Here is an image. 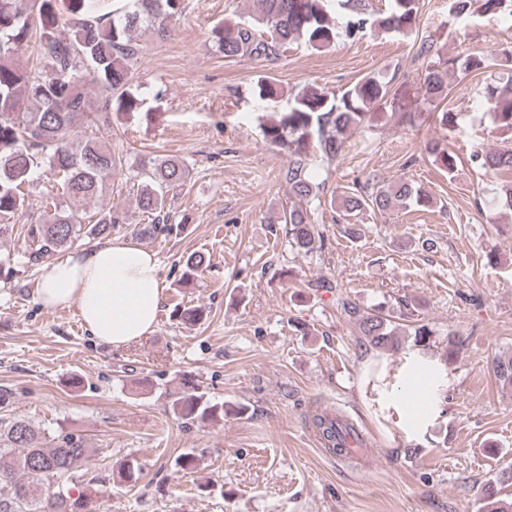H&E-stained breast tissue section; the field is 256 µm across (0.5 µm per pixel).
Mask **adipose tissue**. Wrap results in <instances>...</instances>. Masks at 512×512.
I'll return each instance as SVG.
<instances>
[{
    "label": "adipose tissue",
    "instance_id": "adipose-tissue-1",
    "mask_svg": "<svg viewBox=\"0 0 512 512\" xmlns=\"http://www.w3.org/2000/svg\"><path fill=\"white\" fill-rule=\"evenodd\" d=\"M164 288L154 252L110 238L48 265L39 301L49 310L77 307L95 340L121 348L154 333Z\"/></svg>",
    "mask_w": 512,
    "mask_h": 512
}]
</instances>
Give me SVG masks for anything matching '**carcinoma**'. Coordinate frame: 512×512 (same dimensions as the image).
<instances>
[{
	"mask_svg": "<svg viewBox=\"0 0 512 512\" xmlns=\"http://www.w3.org/2000/svg\"><path fill=\"white\" fill-rule=\"evenodd\" d=\"M185 0H125L112 15L97 14L89 0H71V17L59 28L56 0H0V224L23 217L26 198L41 174L59 181L62 194L95 210V219L82 223L77 212L45 202V218L28 229L26 257L39 264L53 253L72 247L83 237L96 239L110 233L112 225L126 224V213L103 203L104 179L112 175L117 159L101 132L99 118L88 109V88L102 92V112L112 115L136 112L144 99L133 91L139 55L138 36L158 40L173 35V24L182 16ZM256 9L250 21L212 30L226 58L275 56L286 46L305 41L322 49L332 46L339 34L353 38L366 28L409 34L420 0H389L387 10L371 13L364 0H341L348 13L336 17L332 0H252ZM37 47L36 64L18 62L31 45ZM415 59L421 61L422 88L430 103L447 99L451 78L493 66L512 65V51L490 50L450 59L436 44L421 41ZM389 82L369 74L340 94H329L311 85L292 95L293 104L281 117L264 125V139L288 152L284 173L289 198L297 204L284 210L292 243L306 253L322 248L323 236L311 223L306 205L319 198V186L306 170L310 157L328 160L343 152L347 133L359 126L370 109L388 101ZM495 129L512 134V75L485 88ZM427 116L445 131L453 132L458 114L446 109L424 114L403 112L408 124ZM81 134L74 136V129ZM425 152L441 170L453 174L456 158L441 140H431ZM471 161L485 170L512 171V146L472 154ZM190 170L181 160L153 158L136 172V205L151 219L140 228L152 236L160 224L172 223L167 195L184 186ZM423 204L433 197L412 184L366 183L341 194V212L352 218L363 211L384 212L410 200ZM344 312L358 329V340L383 356L401 347V337L431 347L432 330L426 324L396 323L380 309L362 311L345 299ZM174 317L189 327L205 317L201 306L179 307ZM495 374L512 386V358H500ZM170 408L187 425L219 422L228 414L225 404L207 397L193 378L184 379L172 394ZM312 426L323 448L341 456L350 452L345 435L364 443L358 428L328 414H316ZM91 455L84 440L62 433L47 448L40 432L27 420H0V512H85L93 496L111 491L113 483L136 480L134 462L123 460L112 467L107 480L85 479ZM479 512H509L488 485Z\"/></svg>",
	"mask_w": 512,
	"mask_h": 512,
	"instance_id": "obj_1",
	"label": "carcinoma"
}]
</instances>
